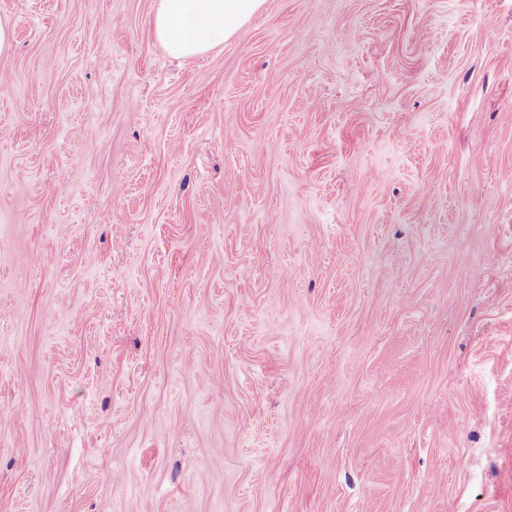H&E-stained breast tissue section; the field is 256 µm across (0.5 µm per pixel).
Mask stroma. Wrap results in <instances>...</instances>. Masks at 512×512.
<instances>
[{
	"label": "stroma",
	"mask_w": 512,
	"mask_h": 512,
	"mask_svg": "<svg viewBox=\"0 0 512 512\" xmlns=\"http://www.w3.org/2000/svg\"><path fill=\"white\" fill-rule=\"evenodd\" d=\"M0 0V512H512V0ZM156 37L176 57L207 53L218 38L234 35L265 0H157Z\"/></svg>",
	"instance_id": "35a3bbf8"
}]
</instances>
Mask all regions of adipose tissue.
Instances as JSON below:
<instances>
[{"label": "adipose tissue", "instance_id": "ef3b65f1", "mask_svg": "<svg viewBox=\"0 0 512 512\" xmlns=\"http://www.w3.org/2000/svg\"><path fill=\"white\" fill-rule=\"evenodd\" d=\"M263 3L264 0H158L154 32L174 56L202 55L217 39L234 35Z\"/></svg>", "mask_w": 512, "mask_h": 512}]
</instances>
